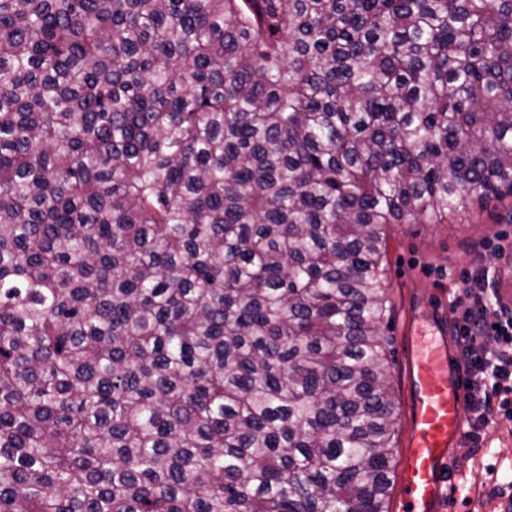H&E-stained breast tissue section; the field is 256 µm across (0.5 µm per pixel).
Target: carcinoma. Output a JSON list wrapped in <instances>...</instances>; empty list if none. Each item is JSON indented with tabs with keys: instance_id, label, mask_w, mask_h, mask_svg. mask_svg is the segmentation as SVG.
<instances>
[{
	"instance_id": "obj_1",
	"label": "carcinoma",
	"mask_w": 512,
	"mask_h": 512,
	"mask_svg": "<svg viewBox=\"0 0 512 512\" xmlns=\"http://www.w3.org/2000/svg\"><path fill=\"white\" fill-rule=\"evenodd\" d=\"M512 215V0H0V512H389L390 224Z\"/></svg>"
}]
</instances>
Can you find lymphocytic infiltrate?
I'll use <instances>...</instances> for the list:
<instances>
[{
    "label": "lymphocytic infiltrate",
    "instance_id": "lymphocytic-infiltrate-1",
    "mask_svg": "<svg viewBox=\"0 0 512 512\" xmlns=\"http://www.w3.org/2000/svg\"><path fill=\"white\" fill-rule=\"evenodd\" d=\"M452 301L457 313L455 340L465 370V445L474 449L498 416H512V309L489 301L487 273L464 275ZM495 337L487 349V337Z\"/></svg>",
    "mask_w": 512,
    "mask_h": 512
}]
</instances>
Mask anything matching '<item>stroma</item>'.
Wrapping results in <instances>:
<instances>
[{"label": "stroma", "instance_id": "35a3bbf8", "mask_svg": "<svg viewBox=\"0 0 512 512\" xmlns=\"http://www.w3.org/2000/svg\"><path fill=\"white\" fill-rule=\"evenodd\" d=\"M382 266L391 305L394 354L390 381L399 403L395 458L403 460L410 428L409 353L424 335L455 351L457 314L450 302L466 272L488 270L502 303L512 307V213L491 201L441 224H391ZM503 252L486 251L487 242ZM449 512H512V418H497L475 454L450 450Z\"/></svg>", "mask_w": 512, "mask_h": 512}]
</instances>
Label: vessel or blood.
<instances>
[{
  "label": "vessel or blood",
  "instance_id": "obj_1",
  "mask_svg": "<svg viewBox=\"0 0 512 512\" xmlns=\"http://www.w3.org/2000/svg\"><path fill=\"white\" fill-rule=\"evenodd\" d=\"M413 404L401 490L403 512H441L452 482L449 450L463 431V385L451 354L429 350L411 359Z\"/></svg>",
  "mask_w": 512,
  "mask_h": 512
}]
</instances>
